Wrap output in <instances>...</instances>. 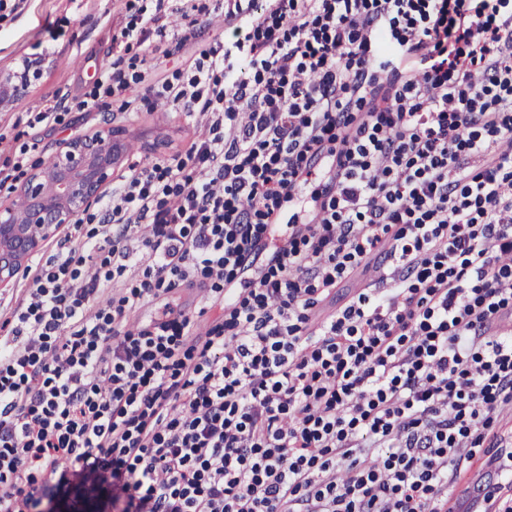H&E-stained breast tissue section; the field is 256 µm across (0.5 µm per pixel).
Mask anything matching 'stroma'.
<instances>
[{
  "label": "stroma",
  "mask_w": 512,
  "mask_h": 512,
  "mask_svg": "<svg viewBox=\"0 0 512 512\" xmlns=\"http://www.w3.org/2000/svg\"><path fill=\"white\" fill-rule=\"evenodd\" d=\"M117 0H23L16 17L0 24V70L14 66L33 49L49 40L51 27L62 35L46 50L45 71L23 106L33 109L45 100L82 96L95 79V71L106 57L113 26L120 21ZM123 129L126 142L135 144L136 156L144 160L169 158L185 151L197 125L182 114L140 111L134 114L95 109L65 113L60 125L36 124L28 129L27 142L34 151L28 159L53 155L60 142L75 133H94L107 126ZM189 310H201V328L224 316V304L201 306L197 289L178 286L167 298L145 303L134 321L146 326L160 316L165 302Z\"/></svg>",
  "instance_id": "stroma-1"
}]
</instances>
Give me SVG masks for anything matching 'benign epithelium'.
Here are the masks:
<instances>
[{
    "label": "benign epithelium",
    "mask_w": 512,
    "mask_h": 512,
    "mask_svg": "<svg viewBox=\"0 0 512 512\" xmlns=\"http://www.w3.org/2000/svg\"><path fill=\"white\" fill-rule=\"evenodd\" d=\"M42 75L43 63L36 58L0 71V107L25 101ZM124 156L122 130L108 127L63 141L49 162L33 167L14 189L12 204L0 207L1 288L61 227L76 223L100 199Z\"/></svg>",
    "instance_id": "1"
}]
</instances>
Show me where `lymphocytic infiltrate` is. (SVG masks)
Returning a JSON list of instances; mask_svg holds the SVG:
<instances>
[{
	"mask_svg": "<svg viewBox=\"0 0 512 512\" xmlns=\"http://www.w3.org/2000/svg\"><path fill=\"white\" fill-rule=\"evenodd\" d=\"M169 2L125 0L90 91L34 116L113 97L202 131L0 321V512H449L512 408V0H224L237 40L152 85ZM177 284L223 322H132Z\"/></svg>",
	"mask_w": 512,
	"mask_h": 512,
	"instance_id": "obj_1",
	"label": "lymphocytic infiltrate"
}]
</instances>
